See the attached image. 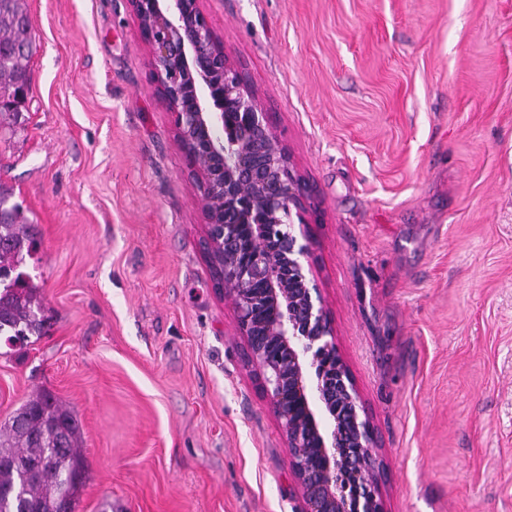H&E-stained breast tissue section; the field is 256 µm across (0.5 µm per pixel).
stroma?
I'll use <instances>...</instances> for the list:
<instances>
[{"mask_svg": "<svg viewBox=\"0 0 512 512\" xmlns=\"http://www.w3.org/2000/svg\"><path fill=\"white\" fill-rule=\"evenodd\" d=\"M0 182L49 331L0 343V421L74 407L76 512H303L128 0H26ZM313 199L311 262L385 512H512V0H205Z\"/></svg>", "mask_w": 512, "mask_h": 512, "instance_id": "1", "label": "stroma"}]
</instances>
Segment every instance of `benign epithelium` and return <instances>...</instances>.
Returning a JSON list of instances; mask_svg holds the SVG:
<instances>
[{"label":"benign epithelium","mask_w":512,"mask_h":512,"mask_svg":"<svg viewBox=\"0 0 512 512\" xmlns=\"http://www.w3.org/2000/svg\"><path fill=\"white\" fill-rule=\"evenodd\" d=\"M202 195L206 258L237 309L304 512H384L373 428L311 264L312 202L203 0H129Z\"/></svg>","instance_id":"benign-epithelium-1"}]
</instances>
